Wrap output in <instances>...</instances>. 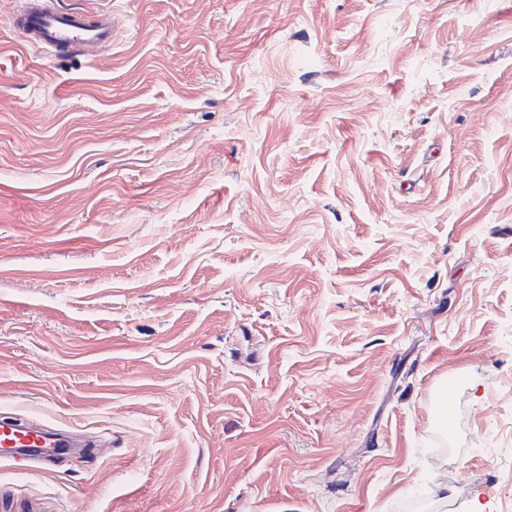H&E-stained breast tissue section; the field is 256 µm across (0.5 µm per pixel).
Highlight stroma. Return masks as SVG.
I'll return each mask as SVG.
<instances>
[{"label": "stroma", "instance_id": "1", "mask_svg": "<svg viewBox=\"0 0 512 512\" xmlns=\"http://www.w3.org/2000/svg\"><path fill=\"white\" fill-rule=\"evenodd\" d=\"M0 0V418L56 512H512V0ZM11 24L25 35L32 46L53 52L58 57L77 39L92 49L112 44V15L87 21L77 12L65 11L54 0H19ZM57 448H86L63 431L49 432L42 426L18 421L0 422V462L25 465L51 463L58 455Z\"/></svg>", "mask_w": 512, "mask_h": 512}]
</instances>
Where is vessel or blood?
Here are the masks:
<instances>
[{"instance_id": "vessel-or-blood-1", "label": "vessel or blood", "mask_w": 512, "mask_h": 512, "mask_svg": "<svg viewBox=\"0 0 512 512\" xmlns=\"http://www.w3.org/2000/svg\"><path fill=\"white\" fill-rule=\"evenodd\" d=\"M12 25L24 34L29 45L66 54L75 42L98 49L112 43V17L94 21L58 7L56 0H18ZM77 443L65 432H50L42 426L18 421L0 422V462L24 465L51 463L59 449L74 450ZM0 512H52L49 503L21 498L0 490Z\"/></svg>"}]
</instances>
